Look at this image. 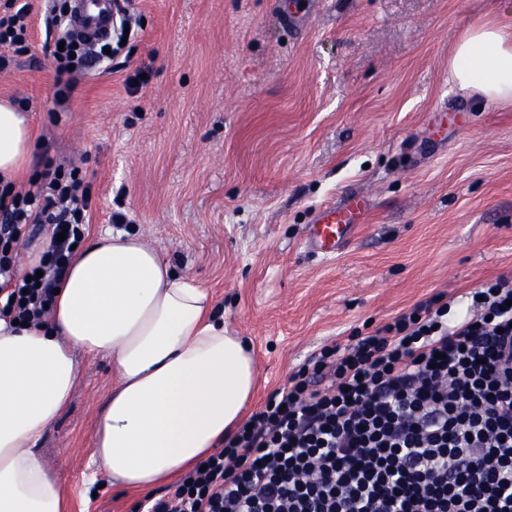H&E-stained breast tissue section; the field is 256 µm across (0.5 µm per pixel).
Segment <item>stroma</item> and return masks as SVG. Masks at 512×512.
<instances>
[{
    "mask_svg": "<svg viewBox=\"0 0 512 512\" xmlns=\"http://www.w3.org/2000/svg\"><path fill=\"white\" fill-rule=\"evenodd\" d=\"M30 44L0 71L45 163L93 186L87 236L112 212L215 297L252 344L250 411L328 345H344L440 292L512 278V102L448 77L463 32L512 0H125L131 34L56 100V30L30 0ZM299 17L289 27L283 15ZM148 71L138 90L127 86ZM468 112L424 151L433 112ZM372 209L336 253L304 245L325 204ZM68 408L39 443L73 512H132L136 495L86 491L95 414L112 388L82 358Z\"/></svg>",
    "mask_w": 512,
    "mask_h": 512,
    "instance_id": "35a3bbf8",
    "label": "stroma"
}]
</instances>
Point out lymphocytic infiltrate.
Segmentation results:
<instances>
[{"label": "lymphocytic infiltrate", "mask_w": 512, "mask_h": 512, "mask_svg": "<svg viewBox=\"0 0 512 512\" xmlns=\"http://www.w3.org/2000/svg\"><path fill=\"white\" fill-rule=\"evenodd\" d=\"M29 32L28 0H6L0 70ZM91 205L61 165L24 191L0 184L1 316H47ZM29 224L65 236L34 280L10 255ZM203 464L135 512H512V280L438 293L322 348Z\"/></svg>", "instance_id": "obj_1"}]
</instances>
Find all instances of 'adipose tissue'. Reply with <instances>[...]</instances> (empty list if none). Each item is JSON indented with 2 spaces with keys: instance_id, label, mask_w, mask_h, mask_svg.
Listing matches in <instances>:
<instances>
[{
  "instance_id": "ef3b65f1",
  "label": "adipose tissue",
  "mask_w": 512,
  "mask_h": 512,
  "mask_svg": "<svg viewBox=\"0 0 512 512\" xmlns=\"http://www.w3.org/2000/svg\"><path fill=\"white\" fill-rule=\"evenodd\" d=\"M448 74L460 90L512 101V14L470 27ZM32 148L26 114L0 101V179L21 177ZM82 354L107 358L114 377L88 482L102 475L125 492L173 483L221 446L257 385L249 341L227 332L206 288L137 235L101 232L78 248L48 320L0 317V512H68L36 444L69 405Z\"/></svg>"
}]
</instances>
